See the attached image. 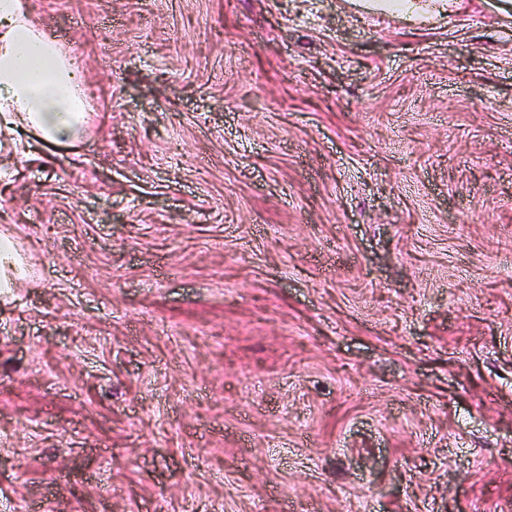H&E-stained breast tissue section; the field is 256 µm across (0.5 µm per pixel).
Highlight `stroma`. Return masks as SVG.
Returning a JSON list of instances; mask_svg holds the SVG:
<instances>
[{
  "mask_svg": "<svg viewBox=\"0 0 512 512\" xmlns=\"http://www.w3.org/2000/svg\"><path fill=\"white\" fill-rule=\"evenodd\" d=\"M28 4L0 512H512V0ZM64 50L36 26L22 0L0 1V140L22 131L57 143L86 121L77 74Z\"/></svg>",
  "mask_w": 512,
  "mask_h": 512,
  "instance_id": "1",
  "label": "stroma"
}]
</instances>
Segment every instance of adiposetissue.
<instances>
[{"label":"adipose tissue","instance_id":"adipose-tissue-1","mask_svg":"<svg viewBox=\"0 0 512 512\" xmlns=\"http://www.w3.org/2000/svg\"><path fill=\"white\" fill-rule=\"evenodd\" d=\"M78 77L23 0H0V140L25 132L57 143L86 121Z\"/></svg>","mask_w":512,"mask_h":512}]
</instances>
